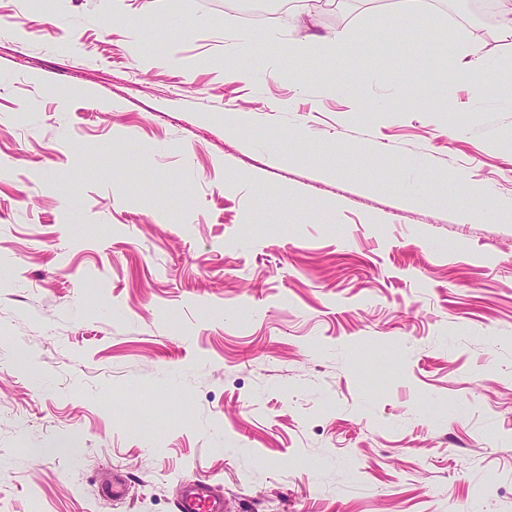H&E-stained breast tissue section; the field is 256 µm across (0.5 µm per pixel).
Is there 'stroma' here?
Returning a JSON list of instances; mask_svg holds the SVG:
<instances>
[{"instance_id":"35a3bbf8","label":"stroma","mask_w":512,"mask_h":512,"mask_svg":"<svg viewBox=\"0 0 512 512\" xmlns=\"http://www.w3.org/2000/svg\"><path fill=\"white\" fill-rule=\"evenodd\" d=\"M397 8L309 23L364 33L352 98L224 0H0V512H512V218L454 189L512 200V39L460 70L469 9ZM401 10L391 14L386 18L383 31L392 34L405 28H411L414 31L429 34L431 28L426 19L428 11V0H403ZM440 52L444 56L459 57L462 52L464 56L470 57L468 62L473 66L480 65L484 60L483 46L480 41L470 39L465 46H461L455 42H443L440 44ZM177 507L178 512H222L220 499L200 483L190 484L184 488Z\"/></svg>"}]
</instances>
